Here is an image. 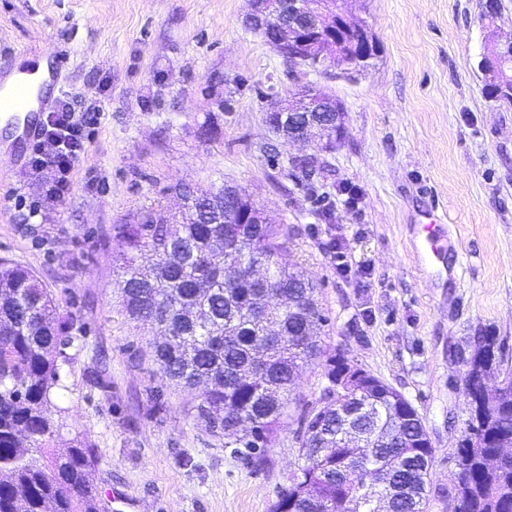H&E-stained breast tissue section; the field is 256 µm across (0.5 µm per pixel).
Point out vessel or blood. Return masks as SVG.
<instances>
[{"label":"vessel or blood","instance_id":"1","mask_svg":"<svg viewBox=\"0 0 512 512\" xmlns=\"http://www.w3.org/2000/svg\"><path fill=\"white\" fill-rule=\"evenodd\" d=\"M7 101L10 111L0 119V153L11 156L18 144L32 145L40 139L43 117L50 110L51 103L45 97L35 95L25 84L16 86ZM424 229L426 235L420 243V253L426 258L444 261L453 241L446 235L443 219L431 216Z\"/></svg>","mask_w":512,"mask_h":512}]
</instances>
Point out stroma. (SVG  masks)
<instances>
[{"label": "stroma", "mask_w": 512, "mask_h": 512, "mask_svg": "<svg viewBox=\"0 0 512 512\" xmlns=\"http://www.w3.org/2000/svg\"><path fill=\"white\" fill-rule=\"evenodd\" d=\"M349 7L376 46L352 78L291 74L245 27L250 0H0V67L69 53L49 95L71 92L98 118L63 201L46 196L50 167L0 156V258L30 269L71 324L54 445L92 448L103 512H271L298 462V414L327 383L322 361L303 368L259 469L198 425V392L160 372L112 264L114 225L178 211L177 185L238 186L285 224V261L318 283L323 350L417 409L434 487L447 488L466 428L463 355L490 332L512 360V105L484 91L482 0ZM306 83L345 109L310 184L263 120L271 91ZM432 208L453 234L451 277L417 250Z\"/></svg>", "instance_id": "1"}]
</instances>
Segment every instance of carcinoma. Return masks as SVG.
Instances as JSON below:
<instances>
[{"label":"carcinoma","instance_id":"obj_1","mask_svg":"<svg viewBox=\"0 0 512 512\" xmlns=\"http://www.w3.org/2000/svg\"><path fill=\"white\" fill-rule=\"evenodd\" d=\"M204 213L171 215L148 209L117 226L120 251L115 281L121 304L136 323L155 329L154 360L162 374L188 389L202 388L198 418L207 430L238 436L245 448L271 440L301 365L322 356L307 333L326 317L316 284L283 262L288 233L266 216L240 219L254 203L240 188L183 190ZM155 261H138L141 252ZM265 266L269 283L249 277ZM277 291L278 308L258 306ZM70 326L50 290L30 270L0 260V512H100L88 481L92 450L76 440L53 448L58 424L48 414L57 386V358L71 342ZM496 338L481 336L466 373L467 430L457 449V512H512V457L495 467L489 458L512 441V390L487 397L480 379L504 367ZM258 382L240 375L249 370ZM325 377H341L361 390L339 405L299 415L297 467L271 512H372L374 495L390 500V512H425L431 494L433 448L418 411L382 381L364 387L362 369L338 351ZM387 481L379 492L363 482L361 464Z\"/></svg>","mask_w":512,"mask_h":512}]
</instances>
